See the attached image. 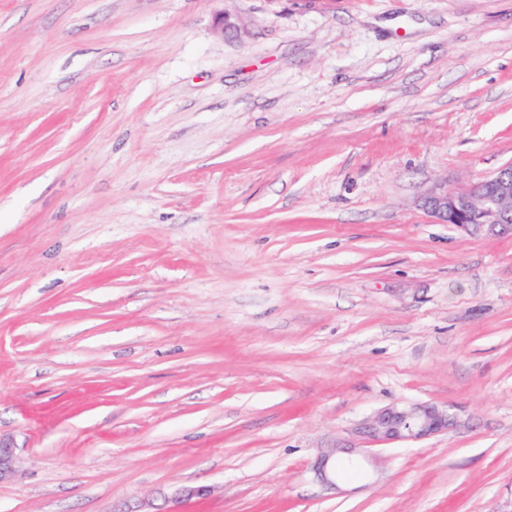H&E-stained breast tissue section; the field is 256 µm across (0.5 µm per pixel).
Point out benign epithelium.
<instances>
[{"label": "benign epithelium", "instance_id": "obj_1", "mask_svg": "<svg viewBox=\"0 0 512 512\" xmlns=\"http://www.w3.org/2000/svg\"><path fill=\"white\" fill-rule=\"evenodd\" d=\"M418 206L443 224L493 235L512 234V165L462 189L436 185L420 196ZM452 426L448 409L437 404H393L363 418L355 433L368 443L386 445L445 434ZM364 457V448H334L320 454L312 470L325 489L337 491L343 476L359 472ZM20 463L16 439L0 434V484L15 478ZM205 495L203 488H182L172 497L173 508L168 512H179L181 503Z\"/></svg>", "mask_w": 512, "mask_h": 512}]
</instances>
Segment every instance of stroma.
<instances>
[{
  "label": "stroma",
  "instance_id": "obj_1",
  "mask_svg": "<svg viewBox=\"0 0 512 512\" xmlns=\"http://www.w3.org/2000/svg\"><path fill=\"white\" fill-rule=\"evenodd\" d=\"M508 164L512 0H0V512H512ZM418 206L442 224L512 235V165L462 189L436 185L420 196ZM453 422L448 408L437 404H393L363 418L355 433L368 443L386 445L448 433ZM19 447L13 436L0 434V484L15 478L17 475L21 456L18 453ZM366 448H334L320 454L312 466L318 481L326 490H339L338 482L349 473H358L360 458H366Z\"/></svg>",
  "mask_w": 512,
  "mask_h": 512
}]
</instances>
